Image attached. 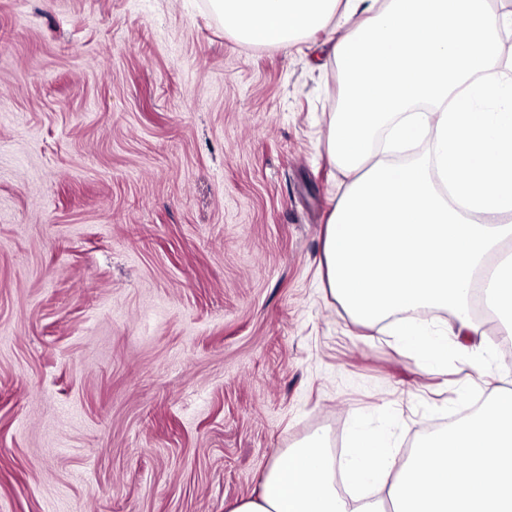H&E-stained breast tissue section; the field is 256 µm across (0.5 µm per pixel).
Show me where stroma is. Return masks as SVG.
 Listing matches in <instances>:
<instances>
[{"label": "stroma", "instance_id": "stroma-1", "mask_svg": "<svg viewBox=\"0 0 512 512\" xmlns=\"http://www.w3.org/2000/svg\"><path fill=\"white\" fill-rule=\"evenodd\" d=\"M329 48L209 0H0V512H230L315 433L409 449L512 388L484 305L493 359L430 371L328 291Z\"/></svg>", "mask_w": 512, "mask_h": 512}]
</instances>
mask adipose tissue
<instances>
[{"label":"adipose tissue","instance_id":"obj_1","mask_svg":"<svg viewBox=\"0 0 512 512\" xmlns=\"http://www.w3.org/2000/svg\"><path fill=\"white\" fill-rule=\"evenodd\" d=\"M242 40L287 47L328 30L344 79L325 148L349 184L325 227L327 286L360 323L396 317L421 362L484 350L470 314L475 282L512 335V69L492 0H211ZM433 138L432 161L396 166L373 144ZM446 309L448 334L417 319ZM382 489L352 503L337 481ZM232 512H512V389L468 419L399 448L387 430L355 433L343 459L316 433L277 455L257 496Z\"/></svg>","mask_w":512,"mask_h":512}]
</instances>
